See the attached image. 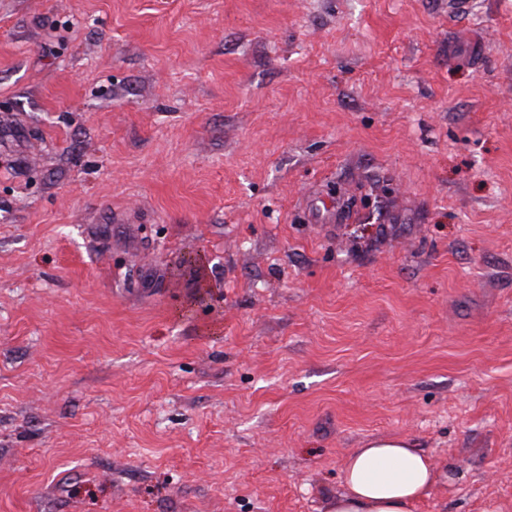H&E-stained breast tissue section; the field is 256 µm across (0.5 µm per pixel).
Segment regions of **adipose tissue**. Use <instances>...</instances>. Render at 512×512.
Wrapping results in <instances>:
<instances>
[{"label": "adipose tissue", "mask_w": 512, "mask_h": 512, "mask_svg": "<svg viewBox=\"0 0 512 512\" xmlns=\"http://www.w3.org/2000/svg\"><path fill=\"white\" fill-rule=\"evenodd\" d=\"M437 476L431 457L407 440L374 439L349 455L328 512H414Z\"/></svg>", "instance_id": "obj_1"}]
</instances>
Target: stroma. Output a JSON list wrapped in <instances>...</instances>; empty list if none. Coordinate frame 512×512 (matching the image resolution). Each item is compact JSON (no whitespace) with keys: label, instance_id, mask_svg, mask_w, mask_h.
I'll list each match as a JSON object with an SVG mask.
<instances>
[{"label":"stroma","instance_id":"1","mask_svg":"<svg viewBox=\"0 0 512 512\" xmlns=\"http://www.w3.org/2000/svg\"><path fill=\"white\" fill-rule=\"evenodd\" d=\"M393 436L512 512V0H0V512H326ZM336 204L334 197L311 196L308 205V216L311 222L323 224L335 221Z\"/></svg>","mask_w":512,"mask_h":512}]
</instances>
